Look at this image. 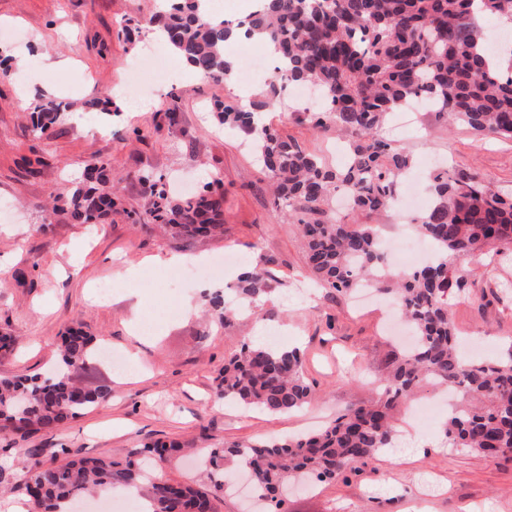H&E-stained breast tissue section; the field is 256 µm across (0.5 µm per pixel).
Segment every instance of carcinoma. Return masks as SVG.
I'll return each mask as SVG.
<instances>
[{
	"label": "carcinoma",
	"instance_id": "obj_1",
	"mask_svg": "<svg viewBox=\"0 0 512 512\" xmlns=\"http://www.w3.org/2000/svg\"><path fill=\"white\" fill-rule=\"evenodd\" d=\"M512 25V0H257L236 22L215 21L208 0H165L151 22L185 64L207 78L229 84L236 75L224 46L240 38L272 49L277 65L263 99L245 109L214 104L220 123L250 137L249 147L276 181L275 198L287 221L299 225L306 240L305 262L323 287L341 295L371 281L389 295L416 336L381 381L379 398L347 409L323 429L287 440L233 443L209 458V484L194 487L165 479L149 469L182 452L177 442L156 441L139 459L116 460L68 452L59 463L33 458L25 489L32 512H69L83 497L103 487L137 486L150 512H214L213 499L236 472L253 477V489L276 509L292 480L312 476L335 482L346 468L381 454L397 436L396 408L422 384L448 388L456 402L444 435L453 448L490 456H512V343L500 354L474 359L460 349L448 312L453 289L467 286L455 261L486 246L495 260H512V196L485 184L475 173L436 169L430 174L433 203L414 230L432 245L430 258L409 270H393L380 247V224H345L336 219V194L350 193L354 208L370 217L394 200L412 155L379 137L387 118L411 100H422L448 122L479 135L512 139V58L496 61L479 19ZM292 84H309L322 103L304 119L316 129L346 137L348 162L332 168L322 156L270 126H256L254 113L274 108ZM84 106L119 114L112 99L93 97ZM72 104L42 90L33 93L30 118L35 131L59 121ZM112 162L90 168L93 185L64 200L78 224H92L117 209ZM147 214L156 224L184 236L224 233V193L206 184L193 195L168 197L161 181L152 183ZM274 279L253 270L242 276V302L256 307L273 291ZM206 301L218 319L233 310L224 294ZM96 338L81 327L62 338L58 366L46 375L0 377V432L28 433V426L56 429L82 411L112 397L108 384L81 386L71 376L94 354ZM218 395L270 414H290L313 397L297 349L273 348L263 341L241 344L224 361Z\"/></svg>",
	"mask_w": 512,
	"mask_h": 512
}]
</instances>
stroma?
<instances>
[{"label": "stroma", "instance_id": "obj_1", "mask_svg": "<svg viewBox=\"0 0 512 512\" xmlns=\"http://www.w3.org/2000/svg\"><path fill=\"white\" fill-rule=\"evenodd\" d=\"M158 5L0 0V46L10 47L13 58L10 71L0 75V202L17 208L11 220H0V334L19 340L13 353L0 357V376L48 372L74 321L119 354L129 351V322L150 323L133 372H116L96 356L74 372L82 384L111 385L109 400L55 430L0 438V512H26L27 449L49 463L68 449L122 459L155 441L209 451L296 437L376 399L379 379L403 349L384 329L382 305L361 307L313 282L300 231L275 208L270 176L247 149L246 135L224 130L212 112L218 100L247 108L260 99L269 75L249 72L248 63L262 44L237 40L225 47L239 74L248 75V89L202 78L174 56L177 82L156 90L155 62L144 46ZM130 19L140 27L127 35L121 28ZM38 89L72 104L71 115L41 133L32 130L29 114ZM296 93L288 87L289 106L265 110L266 123L331 166L345 165L343 140L297 120ZM95 94L111 97L119 115L83 111L82 102ZM380 134L411 152L420 203L431 199L427 172L440 161L512 193V139L450 128L424 110L415 125L397 132L387 124ZM101 158L112 161L122 210L95 224L73 223L58 210L59 200L83 184ZM156 178L174 199L220 180L223 235L178 239L153 224L144 204ZM229 250L241 256V269L273 257L276 282L258 315L240 314L226 327L203 309L184 312L199 283L177 280V266L150 262L154 256L209 261ZM458 264L484 273L464 293L452 294L455 327L478 352L496 354L512 338V265L490 267L482 256ZM128 267L136 268V279L100 300L94 285L115 282ZM256 335L301 348L304 375L316 390L301 411L250 412L218 398L225 356ZM469 506L512 512V456L427 448L393 464L379 455L344 479L289 493L283 504L285 512H465Z\"/></svg>", "mask_w": 512, "mask_h": 512}]
</instances>
